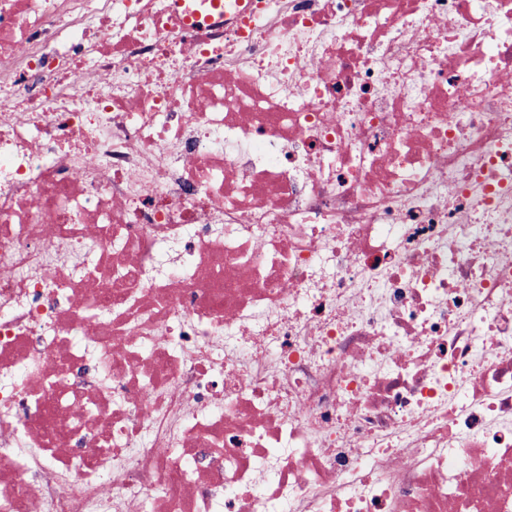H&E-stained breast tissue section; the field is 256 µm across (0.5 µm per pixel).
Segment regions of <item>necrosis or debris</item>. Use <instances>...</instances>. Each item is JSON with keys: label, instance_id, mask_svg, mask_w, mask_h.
Masks as SVG:
<instances>
[{"label": "necrosis or debris", "instance_id": "obj_1", "mask_svg": "<svg viewBox=\"0 0 512 512\" xmlns=\"http://www.w3.org/2000/svg\"><path fill=\"white\" fill-rule=\"evenodd\" d=\"M0 512H512V0H0Z\"/></svg>", "mask_w": 512, "mask_h": 512}]
</instances>
